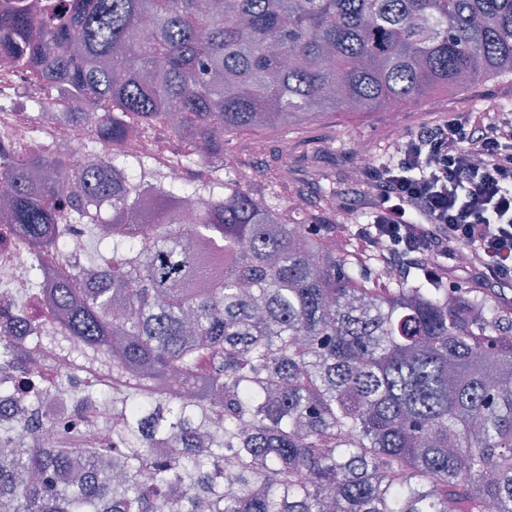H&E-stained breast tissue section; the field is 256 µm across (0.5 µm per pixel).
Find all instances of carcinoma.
<instances>
[{
	"instance_id": "cac0c4a2",
	"label": "carcinoma",
	"mask_w": 512,
	"mask_h": 512,
	"mask_svg": "<svg viewBox=\"0 0 512 512\" xmlns=\"http://www.w3.org/2000/svg\"><path fill=\"white\" fill-rule=\"evenodd\" d=\"M14 70L45 76L102 144L92 164L0 162L10 222L63 249L62 332L112 364V442L47 445L41 399L0 450V512H512V313L461 284L383 280L336 251L328 183L282 223L235 170L165 183L136 223L132 126L222 162L224 138L290 112H359L512 73V0H16ZM27 360L0 345V369ZM73 228L75 232H73L72 236H70V243L67 250L64 254L52 253L49 256L43 255L40 258H36L40 260L47 267L62 266L66 265L70 268L80 267L82 266V258L85 250V241L86 247L88 246V250H92V243L88 236H85V241L83 238V234L81 233V225L74 224Z\"/></svg>"
}]
</instances>
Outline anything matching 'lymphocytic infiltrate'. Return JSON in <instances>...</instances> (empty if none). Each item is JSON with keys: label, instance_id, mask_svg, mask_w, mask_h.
<instances>
[{"label": "lymphocytic infiltrate", "instance_id": "lymphocytic-infiltrate-1", "mask_svg": "<svg viewBox=\"0 0 512 512\" xmlns=\"http://www.w3.org/2000/svg\"><path fill=\"white\" fill-rule=\"evenodd\" d=\"M372 223L355 237L399 273L446 278L458 249L512 288V113L470 112L420 126L388 165L365 171Z\"/></svg>", "mask_w": 512, "mask_h": 512}]
</instances>
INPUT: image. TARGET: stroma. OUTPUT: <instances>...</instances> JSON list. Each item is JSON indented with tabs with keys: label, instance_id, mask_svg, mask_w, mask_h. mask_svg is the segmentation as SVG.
<instances>
[{
	"label": "stroma",
	"instance_id": "1",
	"mask_svg": "<svg viewBox=\"0 0 512 512\" xmlns=\"http://www.w3.org/2000/svg\"><path fill=\"white\" fill-rule=\"evenodd\" d=\"M512 109V74L477 78L461 88H437L417 103L398 104L394 111L326 112L302 114L288 124L264 130H246L228 137L224 151L237 155L240 171L260 196L269 198L317 194L325 181L336 186V211L330 223L336 226V247L352 251L351 234L356 230L353 215L362 212L358 194L363 186L348 180L347 172L359 159L353 147L368 145L374 158L391 156L399 140L397 129L416 130L433 118H452L461 112ZM264 141L266 151L255 154V141ZM294 171L295 179L282 186L275 172L281 166Z\"/></svg>",
	"mask_w": 512,
	"mask_h": 512
}]
</instances>
